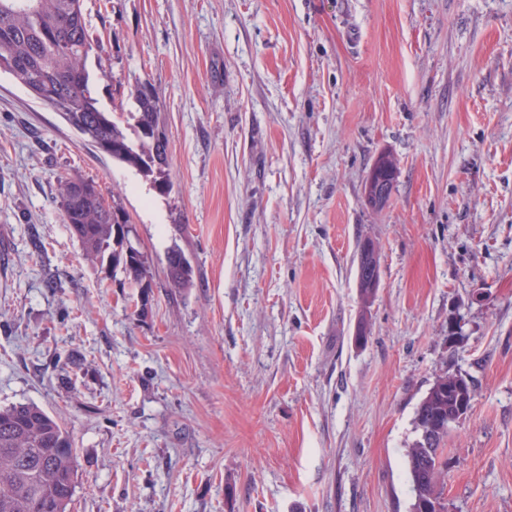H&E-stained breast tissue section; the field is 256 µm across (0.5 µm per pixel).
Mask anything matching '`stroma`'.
<instances>
[{"instance_id": "obj_1", "label": "stroma", "mask_w": 512, "mask_h": 512, "mask_svg": "<svg viewBox=\"0 0 512 512\" xmlns=\"http://www.w3.org/2000/svg\"><path fill=\"white\" fill-rule=\"evenodd\" d=\"M84 13L103 109L156 89L170 187L0 72V408L64 424L71 512H409L415 410L449 369L476 388L444 445L449 508L512 512V0ZM383 152L398 176L377 211L364 186ZM63 174L125 212L147 316L62 223ZM174 247L192 288L166 285ZM359 254L366 262L367 266L369 267V270H374V274L371 277L365 278L362 286V288L365 289L360 292L361 298L363 302L366 304L371 301L370 299L375 294L371 293L367 288L375 289L378 288L379 285V255L376 245L370 240H365L361 244L359 248Z\"/></svg>"}]
</instances>
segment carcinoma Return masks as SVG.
Here are the masks:
<instances>
[{"instance_id":"cac0c4a2","label":"carcinoma","mask_w":512,"mask_h":512,"mask_svg":"<svg viewBox=\"0 0 512 512\" xmlns=\"http://www.w3.org/2000/svg\"><path fill=\"white\" fill-rule=\"evenodd\" d=\"M83 2L0 0V71L9 72L95 147H109L112 159L165 189L167 141L158 127L155 89L148 83L137 86L134 112L100 107L85 66L92 45ZM58 184L62 223L85 258L111 278L121 273L132 287L151 290L149 257L128 245L125 213L93 180L62 175ZM167 264L170 287L192 286L191 264L179 248L168 251ZM457 376H438L416 407L415 433L426 429L433 443L426 448L416 437L406 449L413 491L409 512H448L442 445L459 410ZM76 482L75 450L52 415L27 403L0 409V512H69Z\"/></svg>"}]
</instances>
